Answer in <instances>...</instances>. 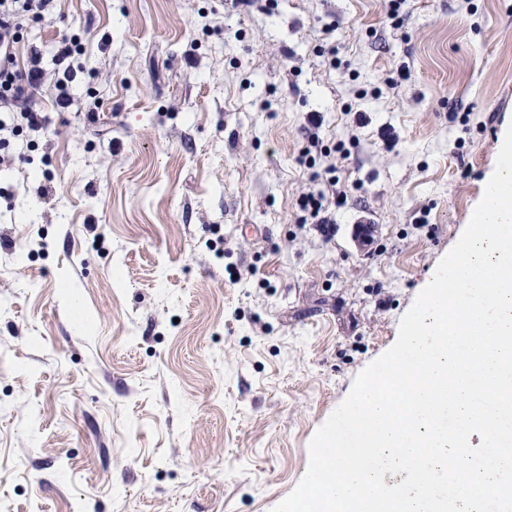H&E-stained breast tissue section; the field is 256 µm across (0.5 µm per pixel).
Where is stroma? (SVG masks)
I'll use <instances>...</instances> for the list:
<instances>
[{"label":"stroma","instance_id":"1","mask_svg":"<svg viewBox=\"0 0 512 512\" xmlns=\"http://www.w3.org/2000/svg\"><path fill=\"white\" fill-rule=\"evenodd\" d=\"M56 0L0 164V512H272L455 246L512 124V0ZM411 77L388 82L401 66ZM343 143L323 241L307 118ZM80 46L81 43L77 38H63L56 45L54 61L58 68L54 71V86L59 91L56 100L57 105L61 108H68L72 104L66 89L68 84L75 80L77 70L80 71L81 68L79 66L75 68L73 61L70 59L80 54ZM334 169L330 164L324 168L325 177L316 174L321 180L322 188L317 192L302 193L297 200L300 210L304 212V216H301L303 223L310 219L326 242L333 238L336 229L331 209L344 205L348 199L347 191L337 188L339 180L336 181V177L332 175Z\"/></svg>","mask_w":512,"mask_h":512}]
</instances>
